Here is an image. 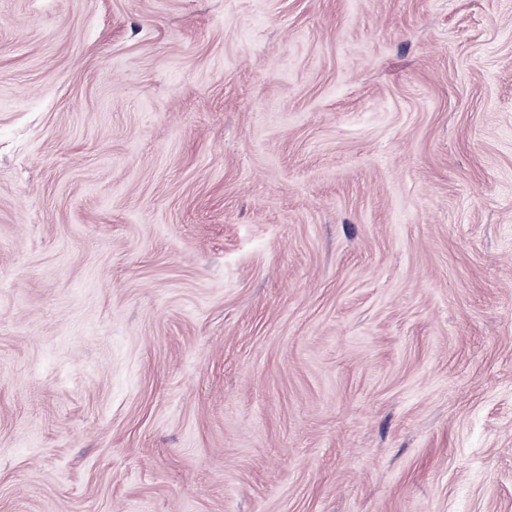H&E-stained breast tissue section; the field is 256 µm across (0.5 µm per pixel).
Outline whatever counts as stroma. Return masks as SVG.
Returning <instances> with one entry per match:
<instances>
[{
  "instance_id": "stroma-1",
  "label": "stroma",
  "mask_w": 512,
  "mask_h": 512,
  "mask_svg": "<svg viewBox=\"0 0 512 512\" xmlns=\"http://www.w3.org/2000/svg\"><path fill=\"white\" fill-rule=\"evenodd\" d=\"M0 512H512V0H0Z\"/></svg>"
}]
</instances>
